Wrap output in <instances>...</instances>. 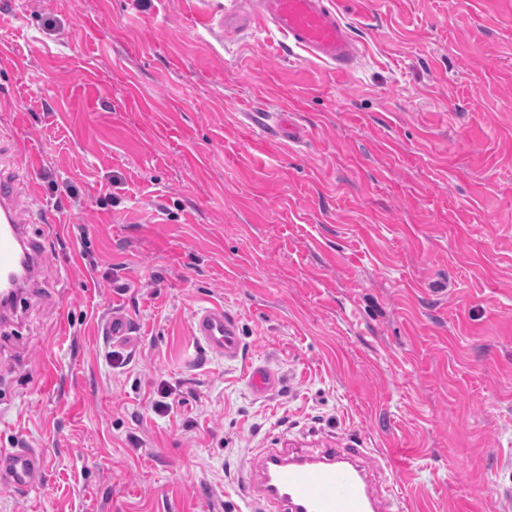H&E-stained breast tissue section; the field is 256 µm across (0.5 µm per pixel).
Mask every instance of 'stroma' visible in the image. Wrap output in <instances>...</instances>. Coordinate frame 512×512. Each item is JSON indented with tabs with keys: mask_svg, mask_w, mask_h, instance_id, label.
Returning <instances> with one entry per match:
<instances>
[{
	"mask_svg": "<svg viewBox=\"0 0 512 512\" xmlns=\"http://www.w3.org/2000/svg\"><path fill=\"white\" fill-rule=\"evenodd\" d=\"M333 2L345 76L199 0H0V160L48 217L0 325V448L46 475L0 512H242L256 449L333 447L411 512H512V0ZM194 332L208 349L229 358L238 356L240 339L237 319L223 306L214 305L198 312L194 318Z\"/></svg>",
	"mask_w": 512,
	"mask_h": 512,
	"instance_id": "stroma-1",
	"label": "stroma"
}]
</instances>
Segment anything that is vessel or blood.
I'll use <instances>...</instances> for the list:
<instances>
[{"instance_id": "b4317fda", "label": "vessel or blood", "mask_w": 512, "mask_h": 512, "mask_svg": "<svg viewBox=\"0 0 512 512\" xmlns=\"http://www.w3.org/2000/svg\"><path fill=\"white\" fill-rule=\"evenodd\" d=\"M249 20L261 21L281 37L284 51L301 50L339 73L351 72L361 48L332 0H254ZM13 181L0 177V283L20 263L36 271L45 253L28 232L14 204ZM194 332L208 349L237 357L238 323L215 305L198 312ZM257 471L247 472L239 491L247 512H403L401 496L389 482H373L363 466L362 448H262ZM45 461L30 448H0V485L29 488L43 477Z\"/></svg>"}]
</instances>
